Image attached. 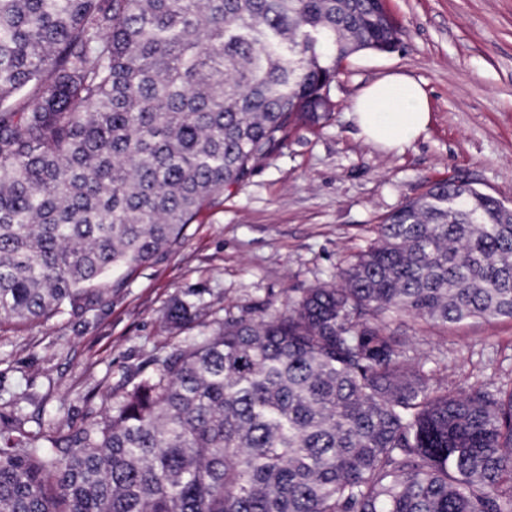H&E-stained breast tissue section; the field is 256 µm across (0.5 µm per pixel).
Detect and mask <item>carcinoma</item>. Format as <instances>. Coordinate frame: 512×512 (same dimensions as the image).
I'll list each match as a JSON object with an SVG mask.
<instances>
[{
  "mask_svg": "<svg viewBox=\"0 0 512 512\" xmlns=\"http://www.w3.org/2000/svg\"><path fill=\"white\" fill-rule=\"evenodd\" d=\"M399 35L385 0H0V319L112 305ZM376 233L338 285L225 311L96 420L0 415V512H512V387L443 388L387 331L512 318V212L435 183Z\"/></svg>",
  "mask_w": 512,
  "mask_h": 512,
  "instance_id": "1",
  "label": "carcinoma"
}]
</instances>
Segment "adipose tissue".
Returning <instances> with one entry per match:
<instances>
[{"label": "adipose tissue", "instance_id": "adipose-tissue-1", "mask_svg": "<svg viewBox=\"0 0 512 512\" xmlns=\"http://www.w3.org/2000/svg\"><path fill=\"white\" fill-rule=\"evenodd\" d=\"M353 114L368 142L396 149L416 140L429 122V99L416 81L400 75L376 80L355 98Z\"/></svg>", "mask_w": 512, "mask_h": 512}]
</instances>
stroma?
<instances>
[{
  "mask_svg": "<svg viewBox=\"0 0 512 512\" xmlns=\"http://www.w3.org/2000/svg\"><path fill=\"white\" fill-rule=\"evenodd\" d=\"M400 40L389 53L350 56L320 128L298 129L183 242L136 270L97 318L60 314L42 324L0 322V399L18 397L45 428L77 427L108 406L144 362L207 333L225 309L259 315L303 289L332 284L374 237V227L438 181L465 182L512 204V0H386ZM405 74L426 91L431 120L409 146L367 142L352 103L370 82ZM190 300L198 319L166 316ZM422 356L437 384L456 390L512 383V319L439 331L408 317L389 324Z\"/></svg>",
  "mask_w": 512,
  "mask_h": 512,
  "instance_id": "stroma-1",
  "label": "stroma"
}]
</instances>
